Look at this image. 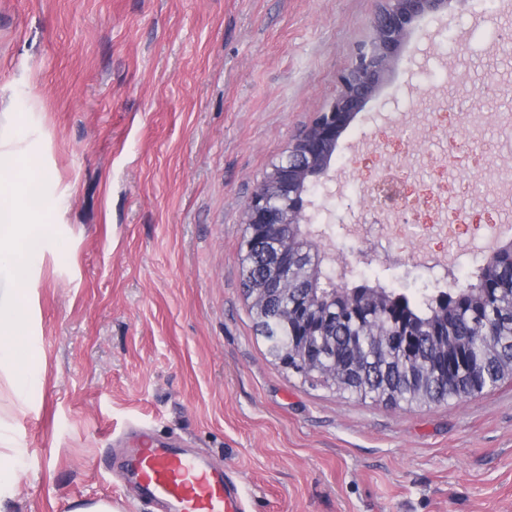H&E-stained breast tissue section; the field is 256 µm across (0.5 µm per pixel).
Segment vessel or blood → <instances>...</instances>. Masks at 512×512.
Segmentation results:
<instances>
[{
    "label": "vessel or blood",
    "instance_id": "b4317fda",
    "mask_svg": "<svg viewBox=\"0 0 512 512\" xmlns=\"http://www.w3.org/2000/svg\"><path fill=\"white\" fill-rule=\"evenodd\" d=\"M129 464L138 474V495L174 512H246V501L227 471L178 449L148 440L131 449Z\"/></svg>",
    "mask_w": 512,
    "mask_h": 512
}]
</instances>
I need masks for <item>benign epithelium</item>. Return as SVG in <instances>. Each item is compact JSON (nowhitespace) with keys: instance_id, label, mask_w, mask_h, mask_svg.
<instances>
[{"instance_id":"obj_1","label":"benign epithelium","mask_w":512,"mask_h":512,"mask_svg":"<svg viewBox=\"0 0 512 512\" xmlns=\"http://www.w3.org/2000/svg\"><path fill=\"white\" fill-rule=\"evenodd\" d=\"M452 0H384L375 17L370 39L361 44L352 63L337 77L336 96L288 144L286 155L256 185L246 203L245 253L264 246L267 276L263 293L287 291L299 254L293 236L283 233L291 224H309L311 217L296 202L297 185L307 176L328 174V155L338 140L376 97L414 22L436 17Z\"/></svg>"}]
</instances>
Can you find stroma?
Returning <instances> with one entry per match:
<instances>
[{
    "label": "stroma",
    "instance_id": "35a3bbf8",
    "mask_svg": "<svg viewBox=\"0 0 512 512\" xmlns=\"http://www.w3.org/2000/svg\"><path fill=\"white\" fill-rule=\"evenodd\" d=\"M381 0H0L53 204L26 323L43 381L0 372L27 453L12 512H153L132 429L227 469L249 512H512V382L423 408L358 401L269 356L240 270L244 207L336 94ZM405 182L384 233L374 176ZM310 200L321 251L419 295L512 227V0L419 20ZM472 215L436 227L440 202Z\"/></svg>",
    "mask_w": 512,
    "mask_h": 512
}]
</instances>
